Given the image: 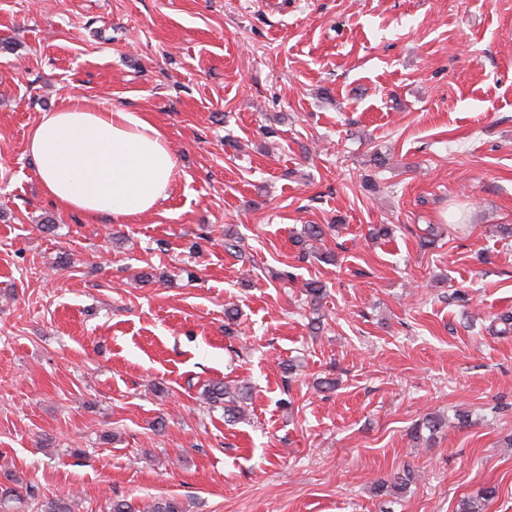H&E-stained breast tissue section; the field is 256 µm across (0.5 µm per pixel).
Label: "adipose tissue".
Instances as JSON below:
<instances>
[{
    "instance_id": "ef3b65f1",
    "label": "adipose tissue",
    "mask_w": 512,
    "mask_h": 512,
    "mask_svg": "<svg viewBox=\"0 0 512 512\" xmlns=\"http://www.w3.org/2000/svg\"><path fill=\"white\" fill-rule=\"evenodd\" d=\"M27 149L45 194L93 218L127 222L157 209L178 175L167 140L142 113L78 96L44 113Z\"/></svg>"
}]
</instances>
